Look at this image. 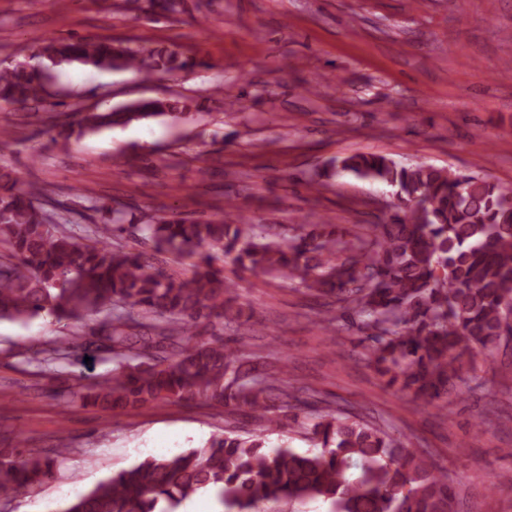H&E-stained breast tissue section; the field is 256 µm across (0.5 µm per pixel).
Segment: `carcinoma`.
<instances>
[{
    "label": "carcinoma",
    "mask_w": 512,
    "mask_h": 512,
    "mask_svg": "<svg viewBox=\"0 0 512 512\" xmlns=\"http://www.w3.org/2000/svg\"><path fill=\"white\" fill-rule=\"evenodd\" d=\"M38 51L53 67H134L149 75L208 67L174 51H137L108 39L43 38ZM46 86L41 72L1 68L0 106L41 101ZM188 108L186 99L161 97L87 111L78 128L63 125L59 136L67 141ZM330 169L396 188L398 204L351 239L334 224H300L301 233L286 236L239 214L204 222L163 218L140 227L152 254L112 243L125 222L122 210L92 205L105 221L79 236L45 207L40 189L0 171V245L9 252L6 261L0 256V320L102 316L96 339L61 336L31 360L49 366L98 343L114 367L83 386L86 405L117 417L159 401L210 403L257 422L245 437L226 430L202 447L148 456L55 512H175L207 486L223 512L316 500L330 503L331 512H459L448 468L352 409L327 413L307 429L306 452L267 446V435L297 419L299 394L310 389L239 347L241 337L224 336L230 326L240 331L251 314L235 304L236 284L215 262L229 258L242 270L299 281L319 303L322 321L356 318L372 330L361 343L387 387L445 405L476 356L512 352V189L372 153L338 158ZM158 254L196 262L188 274H170ZM67 453H34L22 438L0 448V497L51 480L56 458Z\"/></svg>",
    "instance_id": "obj_1"
}]
</instances>
